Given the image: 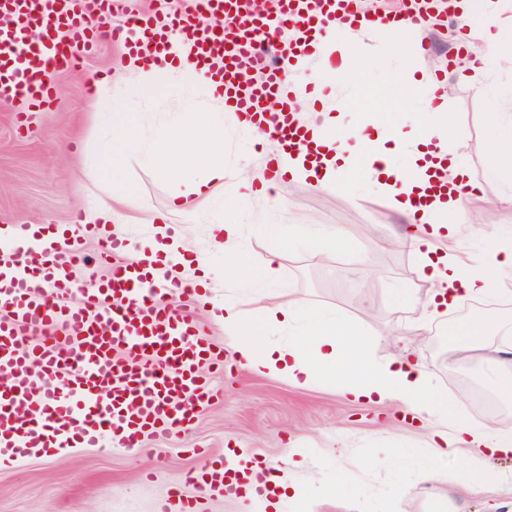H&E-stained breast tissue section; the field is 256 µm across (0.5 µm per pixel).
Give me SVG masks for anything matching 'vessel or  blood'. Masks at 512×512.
Segmentation results:
<instances>
[{"label": "vessel or blood", "mask_w": 512, "mask_h": 512, "mask_svg": "<svg viewBox=\"0 0 512 512\" xmlns=\"http://www.w3.org/2000/svg\"><path fill=\"white\" fill-rule=\"evenodd\" d=\"M114 7L113 0H0V12L14 19L0 27V101L49 107L55 100L51 71L76 66L91 51L98 35L92 21H108L113 41L131 56L154 46L174 49L177 35L190 31L197 57L224 81L226 106L291 147L306 133L290 103L318 89L290 77L291 61L304 48L274 49L270 38L287 23L322 32L339 23L363 26L353 0H280L274 17L229 36L197 19L205 13L234 18L241 0H180L174 25L131 8L114 24ZM407 12L425 28L442 22L424 0H413ZM35 24L50 39L32 49ZM243 69L259 70L260 80L241 85ZM86 238L102 246L105 278L86 276ZM125 249L102 225L83 224L70 233L54 224L20 223L0 238V375L14 381L0 391V462L64 448H136L146 437L165 441L189 431L194 409L222 399L209 373L223 369L227 356L198 321V288L149 246L114 263ZM175 294L180 303L168 308L166 299ZM226 478L224 467L213 465L186 475L203 491L223 490Z\"/></svg>", "instance_id": "1"}]
</instances>
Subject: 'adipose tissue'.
Segmentation results:
<instances>
[{
	"mask_svg": "<svg viewBox=\"0 0 512 512\" xmlns=\"http://www.w3.org/2000/svg\"><path fill=\"white\" fill-rule=\"evenodd\" d=\"M455 9L467 31L469 55L463 66L465 79L475 94H486L491 66L512 58V34L503 26L499 0H458ZM309 50L320 70L335 79L342 78L359 59L350 31L344 27L315 36ZM188 54L189 48L184 45L172 56L161 53L142 61L132 59L119 67L118 75L144 80L142 96L151 101L163 95L171 75L176 72L207 97L223 101L224 87L220 80L205 77L189 61ZM412 83L424 86L422 108L439 114L440 120L397 129L387 140L380 133L379 123L387 110L386 104H374L375 123L339 132L335 129V115L317 109L302 93L297 94L292 110L299 123L314 133L310 147L297 150L280 147L268 132L246 122L242 114L234 111L229 112L227 121L253 139L261 151L276 152L280 171L288 177L309 181L318 188L342 185L361 177L368 185L377 187L389 207L404 214L409 223L434 224L448 235L464 233L487 242L512 235V230L503 225L476 220L462 208L455 195L436 201L423 197L422 189L432 167L440 161L447 167L450 185L465 188L470 197L479 196L480 191L460 157L448 153L449 142L463 140L464 133L453 122L442 119L448 110L445 83L430 77H416ZM224 123L199 112L190 101L184 117L176 123L159 126L154 144L147 146L133 134L126 113H113L112 142L103 152L102 168V175L110 181L112 190L96 211V220L121 224L124 210L133 207L135 194L121 181L124 161L131 154L159 175L175 176L177 190L172 197L175 208L187 212L197 210L228 190L240 198L264 199L280 212L281 218L279 223L265 227L274 247L260 265L254 267L245 261L242 222L220 220L211 229L212 248L224 254L225 279L249 281L256 290L253 297L256 314L251 318L244 316L237 298L222 301L208 295L203 298L213 321L223 326L238 364L258 374L286 376L298 387L326 381L348 400L398 405L424 418L429 425L425 453L408 479L401 483V494L447 482L459 483L472 491L498 484L500 478L490 469L487 456L512 455L511 427L494 422L472 426L455 410L447 393L433 383L419 362L405 353L387 359L375 358L369 343L336 314L294 301H271L264 288L279 280L282 245L334 243L344 239L345 233L333 227L292 223L287 206L275 192V180L266 178L264 171H251L249 163L238 164L235 172H228L224 165ZM164 220L161 214L153 218L157 234L164 237L163 249L179 264L183 279L201 282L200 272L206 269L207 259L186 258L184 237L166 236ZM409 244L423 258L422 276L430 287L420 296L409 288L400 289L399 294L419 307L422 321L446 315L449 307L463 297L493 296L512 283V250H494L486 266L476 267L437 255L428 235L410 237ZM283 330L288 333L286 344L268 343L272 332ZM488 331V325L465 322L457 327L450 341L461 359H480L495 373L502 365V355L512 352V341L487 343ZM305 455V449H287L284 464L275 473L273 482L279 492L298 499L303 512H318L321 495L302 491L292 477L293 468L300 466ZM450 457L455 459V467L443 469L442 461Z\"/></svg>",
	"mask_w": 512,
	"mask_h": 512,
	"instance_id": "1",
	"label": "adipose tissue"
}]
</instances>
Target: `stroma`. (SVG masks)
Wrapping results in <instances>:
<instances>
[{"mask_svg": "<svg viewBox=\"0 0 512 512\" xmlns=\"http://www.w3.org/2000/svg\"><path fill=\"white\" fill-rule=\"evenodd\" d=\"M360 39L371 63L352 70L331 102L333 113L346 125L372 121L367 103L377 89L398 97L413 71H432L449 56L464 52L452 18L446 26L422 32L418 39L422 54L392 59L384 67L375 64L384 55L383 38L364 33ZM122 56L121 46L104 38L82 66L56 72L55 103L51 109L28 112L24 131L16 129V104H0V225L65 226L94 212L108 190L93 173L101 163L103 142L112 136L109 115L131 111L133 98L116 81L109 94L95 99L86 79L108 76ZM447 85L448 112L466 131L464 140L450 148L464 159L473 181L482 188L480 197L469 199L467 207L483 222L512 227V209L494 204L505 183L486 176L491 147L487 114L492 105L475 95L458 74H450ZM122 178L136 191V207L123 234L133 246L153 236L155 227L147 218L161 213L168 234L186 236L192 254H208L211 263L220 267L223 255L209 250L212 219L233 220L251 211L261 223L278 220L277 213L258 200H243L229 208L219 202L191 214L174 210L170 206L174 184L133 156L127 158ZM277 193L297 223L335 225L347 234L345 242L318 256L305 247H291L282 261V276L272 288L277 299L335 312L361 330L377 357L411 350L449 400L462 402V413L470 423L484 425L487 415L475 409L473 398L494 393L495 388L487 381L481 360L458 364L448 342L451 327L472 315L469 300L459 301L427 329H408L413 314L395 290L403 285L423 289L427 283L420 276V253L403 243L409 228L406 218L387 205L378 189L362 182L319 190L307 181L284 178ZM220 382L223 400L198 409L189 433L173 441L147 437L137 452L73 448L0 464V512H162L171 488H179L184 497H198L185 476L202 467L205 459L229 461L259 449L275 460L295 445L309 453L307 465L296 471L303 484L312 482L325 457L347 454L352 459L347 495L326 498L320 512H355L356 504L364 501L384 512L404 476L403 470L387 463L388 448L399 440L411 448L424 446L426 428L406 409L351 402L330 384L299 388L287 378L232 365L225 368ZM201 448L206 457L198 456ZM511 504L512 483L491 493H467L451 484L438 497L406 496L401 510L508 512Z\"/></svg>", "mask_w": 512, "mask_h": 512, "instance_id": "35a3bbf8", "label": "stroma"}]
</instances>
